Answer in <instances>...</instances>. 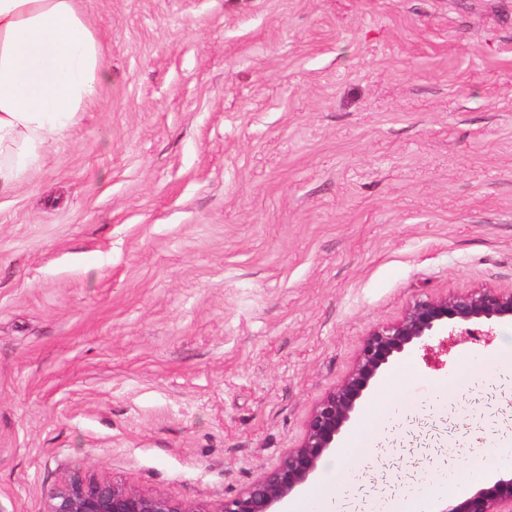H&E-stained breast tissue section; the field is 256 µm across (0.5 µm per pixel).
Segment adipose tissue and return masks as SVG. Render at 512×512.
<instances>
[{"label": "adipose tissue", "mask_w": 512, "mask_h": 512, "mask_svg": "<svg viewBox=\"0 0 512 512\" xmlns=\"http://www.w3.org/2000/svg\"><path fill=\"white\" fill-rule=\"evenodd\" d=\"M102 56L79 0H0V195L95 102Z\"/></svg>", "instance_id": "1"}]
</instances>
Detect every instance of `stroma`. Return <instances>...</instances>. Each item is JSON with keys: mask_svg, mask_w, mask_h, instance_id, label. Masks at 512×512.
I'll return each mask as SVG.
<instances>
[{"mask_svg": "<svg viewBox=\"0 0 512 512\" xmlns=\"http://www.w3.org/2000/svg\"><path fill=\"white\" fill-rule=\"evenodd\" d=\"M94 105L0 196V512L80 470L218 503L304 438L418 298L512 289V0H80ZM512 324L442 333L362 399L380 512L512 417L448 430ZM448 383L437 416L428 394Z\"/></svg>", "mask_w": 512, "mask_h": 512, "instance_id": "obj_1", "label": "stroma"}]
</instances>
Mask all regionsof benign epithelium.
I'll return each instance as SVG.
<instances>
[{"instance_id":"obj_1","label":"benign epithelium","mask_w":512,"mask_h":512,"mask_svg":"<svg viewBox=\"0 0 512 512\" xmlns=\"http://www.w3.org/2000/svg\"><path fill=\"white\" fill-rule=\"evenodd\" d=\"M509 320L512 290L483 288L416 300L400 320L370 332L351 373L314 408L301 444L244 491L219 504L173 499L105 475L73 474L45 490L44 512H288L287 504L317 477L322 458L336 449L372 381L395 357L448 326L491 330ZM442 512H512V474L494 478Z\"/></svg>"}]
</instances>
